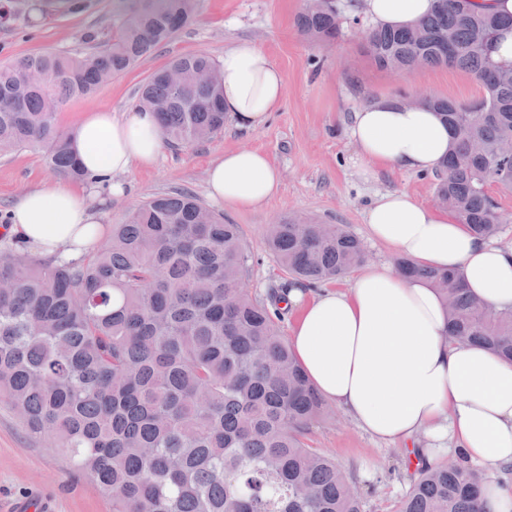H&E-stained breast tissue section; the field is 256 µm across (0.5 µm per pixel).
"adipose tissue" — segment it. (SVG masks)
<instances>
[{"instance_id": "1", "label": "adipose tissue", "mask_w": 512, "mask_h": 512, "mask_svg": "<svg viewBox=\"0 0 512 512\" xmlns=\"http://www.w3.org/2000/svg\"><path fill=\"white\" fill-rule=\"evenodd\" d=\"M358 7L374 26L398 28L425 16L432 2L360 0ZM218 64L224 112L238 129H255L279 110L283 73L255 43L231 42ZM350 138L365 171L426 173L446 157L451 131L427 106L380 98L355 112ZM164 146L149 110L84 113L71 139L84 180L22 194L10 210V236L45 257L89 251L107 216L97 189L125 195V175L153 168ZM206 184L217 204L255 209L279 192L281 172L265 153L236 149L210 161ZM365 221L370 236L398 255L456 269L471 294L512 308V246L476 237L447 210L403 190L378 194ZM287 301L296 312L291 348L328 403L380 443L411 447L432 463L451 456L483 466L485 512H512V489L498 480L512 468V363L447 338L434 288L373 263L343 288L314 292L294 284Z\"/></svg>"}]
</instances>
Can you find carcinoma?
<instances>
[{
	"label": "carcinoma",
	"mask_w": 512,
	"mask_h": 512,
	"mask_svg": "<svg viewBox=\"0 0 512 512\" xmlns=\"http://www.w3.org/2000/svg\"><path fill=\"white\" fill-rule=\"evenodd\" d=\"M85 0H48L74 13ZM198 0H116L118 22L93 51L20 56L0 65V154L43 152L49 170L80 180L71 132L56 114L71 98L95 93L187 27ZM312 43L340 34L337 0L308 3L295 18ZM512 17L474 0H435L406 29L365 31L379 69L400 75L455 68L483 89L459 103L420 95L453 132L436 171V197L477 236L512 222L487 187L512 192V64L497 61L500 31ZM169 65L189 76L176 90L165 69L141 88L137 105L155 112L169 147L204 142L224 129L219 72L205 52ZM266 246L291 279L265 297L241 286L253 255L240 227L189 191L156 196L129 212L86 253L47 258L0 239V396L30 433L72 460L112 499V512H361L358 482L308 444L331 413L297 362L279 322L293 280L328 283L366 259L340 224L280 219ZM448 313V336L488 346L512 360V309L468 294L454 270L420 269ZM481 476L459 461L422 464L398 512H480Z\"/></svg>",
	"instance_id": "1"
}]
</instances>
